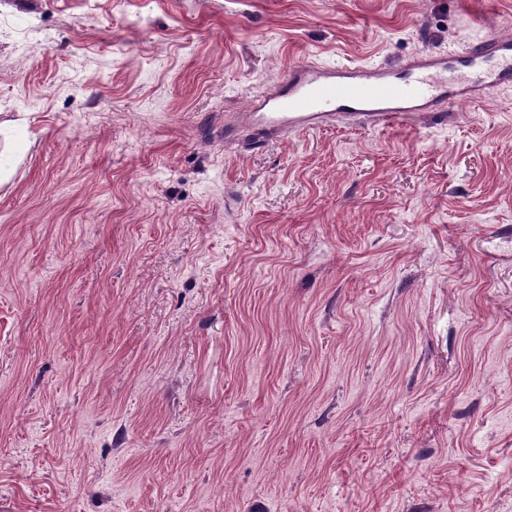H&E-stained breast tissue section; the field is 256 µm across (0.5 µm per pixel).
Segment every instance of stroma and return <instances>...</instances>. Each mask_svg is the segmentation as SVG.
<instances>
[{"mask_svg": "<svg viewBox=\"0 0 512 512\" xmlns=\"http://www.w3.org/2000/svg\"><path fill=\"white\" fill-rule=\"evenodd\" d=\"M485 32L512 0H0V512H512V84L224 137Z\"/></svg>", "mask_w": 512, "mask_h": 512, "instance_id": "stroma-1", "label": "stroma"}]
</instances>
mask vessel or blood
I'll use <instances>...</instances> for the list:
<instances>
[{"label":"vessel or blood","instance_id":"vessel-or-blood-1","mask_svg":"<svg viewBox=\"0 0 512 512\" xmlns=\"http://www.w3.org/2000/svg\"><path fill=\"white\" fill-rule=\"evenodd\" d=\"M500 66L488 77L494 84L512 83V37L487 35L458 55H425L413 59L403 73L357 66H322L312 62L291 69L276 88L253 100L246 125H229L226 139L252 134L260 149L288 132L310 128L342 116L394 128L424 116L434 105L467 100L469 90L449 84L448 72L464 75L483 69L491 60Z\"/></svg>","mask_w":512,"mask_h":512}]
</instances>
